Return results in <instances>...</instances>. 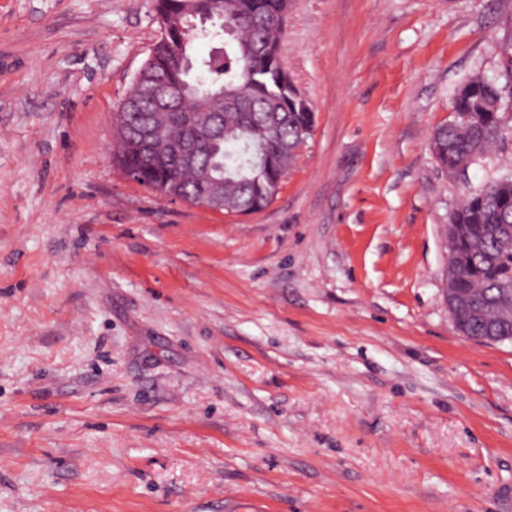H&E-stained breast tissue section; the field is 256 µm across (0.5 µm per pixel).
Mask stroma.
<instances>
[{"mask_svg":"<svg viewBox=\"0 0 512 512\" xmlns=\"http://www.w3.org/2000/svg\"><path fill=\"white\" fill-rule=\"evenodd\" d=\"M154 0H0V512H512V342L448 311L430 142L512 70V0H289L315 112L253 214L111 157Z\"/></svg>","mask_w":512,"mask_h":512,"instance_id":"obj_1","label":"stroma"}]
</instances>
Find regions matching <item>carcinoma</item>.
I'll use <instances>...</instances> for the list:
<instances>
[{
  "mask_svg": "<svg viewBox=\"0 0 512 512\" xmlns=\"http://www.w3.org/2000/svg\"><path fill=\"white\" fill-rule=\"evenodd\" d=\"M161 21L181 12L182 0H155ZM205 27L187 31L171 29L167 41L158 42L145 61L147 84L176 83L195 107L218 109L217 97L238 95L242 102L224 111V132L192 125L184 113L157 108L146 95L132 97L120 110L122 122L138 134L139 117L152 115L170 126V141L192 139L200 147L196 167L176 171L177 191L194 201L201 195L200 182L207 174L224 178V201L241 213L260 198L270 205L274 198L265 193L270 183L282 182L295 161L285 149L307 140L312 108L303 96L293 97L291 82L277 54L288 14L287 0H222L224 19L209 18L213 0H196ZM213 43L207 55L193 53L194 40ZM500 108H494L495 104ZM512 107V72L500 81L476 77L459 87L453 97L454 117L433 133L434 157L444 168L466 169L472 157H479L502 137L501 112ZM244 143L261 145L271 167L260 177L239 164L238 152L228 146ZM124 168L140 175V184L152 188L165 179L162 168L150 161L149 150H130L119 159ZM451 224L461 225L452 242L461 258L458 270L449 273L450 287L458 302L451 308L458 330L475 338L493 334L512 341V317L493 321L504 289H512V242L499 229L512 227V176L503 177L484 190L466 197L453 211Z\"/></svg>",
  "mask_w": 512,
  "mask_h": 512,
  "instance_id": "obj_1",
  "label": "carcinoma"
}]
</instances>
